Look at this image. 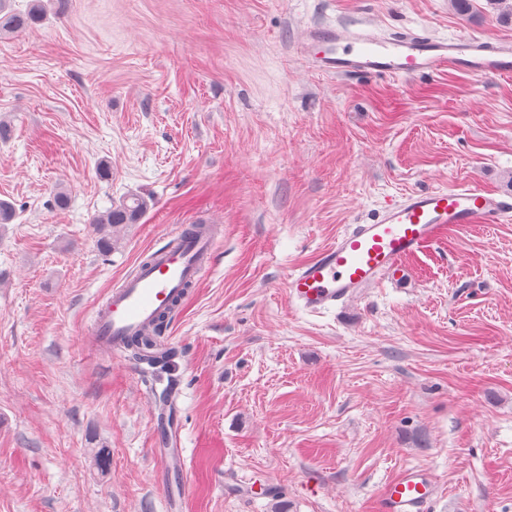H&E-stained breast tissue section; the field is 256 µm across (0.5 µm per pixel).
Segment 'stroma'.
<instances>
[{"label":"stroma","mask_w":512,"mask_h":512,"mask_svg":"<svg viewBox=\"0 0 512 512\" xmlns=\"http://www.w3.org/2000/svg\"><path fill=\"white\" fill-rule=\"evenodd\" d=\"M471 3L53 0L0 38V512H375L413 466L432 512H512V223L450 228L343 309L286 294L388 199L512 201V74L336 76L300 46L337 23L512 40L503 5ZM139 192L102 254L93 217ZM193 221L220 244L166 329L172 366L112 357L94 309Z\"/></svg>","instance_id":"stroma-1"}]
</instances>
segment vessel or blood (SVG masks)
<instances>
[{
    "label": "vessel or blood",
    "instance_id": "b4317fda",
    "mask_svg": "<svg viewBox=\"0 0 512 512\" xmlns=\"http://www.w3.org/2000/svg\"><path fill=\"white\" fill-rule=\"evenodd\" d=\"M303 45L315 67L336 75L411 77L455 69L476 76L512 73V41L441 38L412 29L383 34L366 25L309 27ZM512 203L475 186L414 191L387 202L370 221L337 235L288 275L290 303L320 314L364 295L388 279L451 226L508 224ZM218 241L189 224L176 225L165 244L140 261L96 307L89 333L113 353L183 301L213 257ZM437 494L430 471L409 467L391 480L376 512H429Z\"/></svg>",
    "mask_w": 512,
    "mask_h": 512
}]
</instances>
